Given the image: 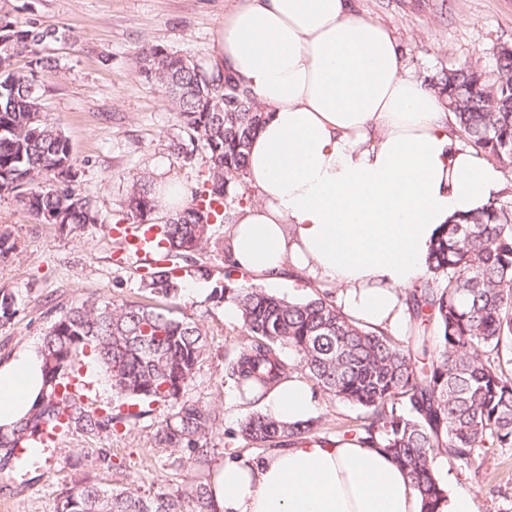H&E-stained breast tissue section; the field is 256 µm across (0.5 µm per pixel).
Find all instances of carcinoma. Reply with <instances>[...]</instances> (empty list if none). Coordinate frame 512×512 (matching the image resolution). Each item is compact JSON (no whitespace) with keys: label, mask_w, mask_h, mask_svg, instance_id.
I'll list each match as a JSON object with an SVG mask.
<instances>
[{"label":"carcinoma","mask_w":512,"mask_h":512,"mask_svg":"<svg viewBox=\"0 0 512 512\" xmlns=\"http://www.w3.org/2000/svg\"><path fill=\"white\" fill-rule=\"evenodd\" d=\"M53 30L30 20L0 15V197L10 195L36 219L59 224H96L90 199L71 184L72 148L41 115L37 69L51 64L42 54ZM28 59L27 69L13 67ZM498 76L478 68H451L433 80L452 105L467 143L478 154L512 163V55L496 58ZM141 74L172 95L190 144L201 143L202 176L193 200L161 225L159 247L178 257L224 241L211 225L225 220L213 204L228 205L232 180L243 175L250 138L263 112L250 93L220 70L155 46L142 52ZM228 90L221 91V84ZM158 208L153 178L143 175L127 194V216L152 220ZM150 292L177 290L169 269L143 280ZM218 298L240 312L247 342L225 369L226 380L257 398L287 378L288 352L295 367L322 392L361 408L360 423L344 436L389 454L416 490L421 512H442L447 483L435 466L479 473L489 451L512 448V204L492 201L486 209L445 225L433 245L419 283L405 291L410 332L405 339L346 316L328 291L294 302L242 282L215 288ZM93 355L126 409L97 413L67 390L59 365L74 370L78 355ZM208 353L205 331L191 320L149 304H114L95 296L79 299L44 333L42 400L8 428L0 447L34 442L60 423L87 433L110 431L141 416L136 406L166 409L155 443L188 448L205 461L200 441L213 431L214 410L183 399V390ZM319 420L284 423L261 412L246 415L241 436L255 443L303 439ZM197 512H213L209 487L192 488ZM55 512H184L180 497L164 491L143 496L136 488L115 489L82 481L62 493Z\"/></svg>","instance_id":"obj_1"}]
</instances>
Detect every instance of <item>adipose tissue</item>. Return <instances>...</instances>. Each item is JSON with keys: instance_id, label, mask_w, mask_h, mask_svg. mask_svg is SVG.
Listing matches in <instances>:
<instances>
[{"instance_id": "ef3b65f1", "label": "adipose tissue", "mask_w": 512, "mask_h": 512, "mask_svg": "<svg viewBox=\"0 0 512 512\" xmlns=\"http://www.w3.org/2000/svg\"><path fill=\"white\" fill-rule=\"evenodd\" d=\"M220 55L264 112L244 174L258 200L229 218L235 266L273 283L311 275L337 287L345 314L397 327L401 293L443 225L500 196L498 172L412 73L405 45L355 0H238ZM41 387L37 355L0 365V426L27 414ZM264 401L286 422L313 411L295 379ZM211 489L215 512H420L390 456L348 440L223 463Z\"/></svg>"}]
</instances>
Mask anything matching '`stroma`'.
I'll return each mask as SVG.
<instances>
[{
	"label": "stroma",
	"mask_w": 512,
	"mask_h": 512,
	"mask_svg": "<svg viewBox=\"0 0 512 512\" xmlns=\"http://www.w3.org/2000/svg\"><path fill=\"white\" fill-rule=\"evenodd\" d=\"M236 0H0V13L56 30L46 45L52 59L37 76L45 88L41 112L69 139L73 185L88 196L102 221L71 230L34 219L12 197H0V231L10 232L20 248L0 258V290L12 295L9 318H0V364L23 352H37L50 323L79 298L94 294L117 303L144 302L172 308L175 315L198 322L207 333L209 352L191 382L186 400L210 406L216 425L206 437L205 462L185 469V448L155 444L164 418L154 408L135 423L112 433L71 431L64 447L53 450L38 468L20 469L5 462L0 448V512H55L59 496L90 478L143 493L165 491L181 496L192 512V480L210 481L227 460L268 454L267 446L243 439L239 423L260 401H246L224 380V368L245 335L241 321L225 316L227 305L213 292L225 278H245L263 287L257 274L235 269L228 252H197L173 260L179 288L166 298L145 291L140 277L163 266L159 254L129 263L111 230L126 226V194L151 174L155 182L196 185L198 165L174 153L172 143L187 135L168 93L139 73L143 50L160 46L191 55L214 67L224 17ZM361 10L381 20L407 46L415 73L431 78L465 63L496 76L497 47L512 45V0H359ZM205 265L211 277L193 276ZM315 418L322 437L336 440L358 424L361 409L314 391ZM435 464L449 493L470 495L474 512H512V448H495L480 473Z\"/></svg>",
	"instance_id": "1"
}]
</instances>
